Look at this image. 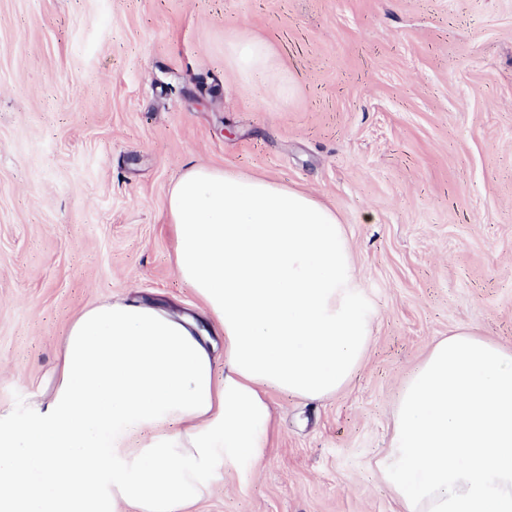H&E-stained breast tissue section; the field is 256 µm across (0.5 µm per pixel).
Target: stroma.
<instances>
[{"instance_id":"stroma-1","label":"stroma","mask_w":512,"mask_h":512,"mask_svg":"<svg viewBox=\"0 0 512 512\" xmlns=\"http://www.w3.org/2000/svg\"><path fill=\"white\" fill-rule=\"evenodd\" d=\"M236 37L289 99L229 65ZM193 163L335 208L380 317L350 383L273 395L252 482L191 512H394L372 467L413 366L462 326L512 348V0H0L1 408L92 305L197 312L166 216ZM231 65L243 77L258 71L274 72L270 47L264 40L239 38L225 45Z\"/></svg>"}]
</instances>
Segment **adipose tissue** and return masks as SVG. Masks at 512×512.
Segmentation results:
<instances>
[{"label":"adipose tissue","instance_id":"ef3b65f1","mask_svg":"<svg viewBox=\"0 0 512 512\" xmlns=\"http://www.w3.org/2000/svg\"><path fill=\"white\" fill-rule=\"evenodd\" d=\"M241 76L274 68L230 41ZM194 316L103 302L70 325L47 394L0 409V512H187L224 473L249 482L278 393L321 401L366 358L379 316L335 210L287 184L202 164L166 202ZM375 471L397 512H512V349L459 327L402 385Z\"/></svg>","mask_w":512,"mask_h":512}]
</instances>
